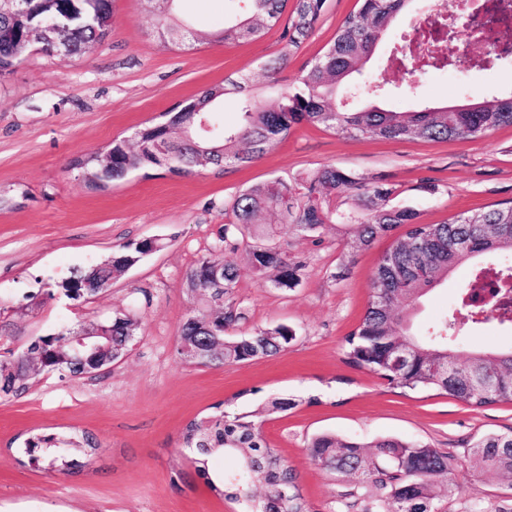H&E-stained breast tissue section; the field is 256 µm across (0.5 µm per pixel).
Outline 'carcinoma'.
<instances>
[{"label": "carcinoma", "mask_w": 512, "mask_h": 512, "mask_svg": "<svg viewBox=\"0 0 512 512\" xmlns=\"http://www.w3.org/2000/svg\"><path fill=\"white\" fill-rule=\"evenodd\" d=\"M31 19L0 17V71L14 59L22 32L30 20L61 19L71 13H101L111 16L110 0H32ZM357 11L340 23L333 40L303 69L297 86L284 91L271 104L253 92L245 77L229 79L211 87L186 105L170 113L162 123L138 129L135 142L112 143V166L98 170V155L77 161L90 184L120 179L145 168L171 167L178 174L201 170H225L253 163L283 141L300 124H309L349 137L386 140H468L505 126L512 127V95L484 98L465 106L430 107L397 112L377 106L347 111L336 101L339 87L369 61L375 45L391 20L410 0H359ZM288 0H250V14L224 25L215 38L228 42L253 39L279 22ZM325 0H295L282 31L283 58L300 47L314 30ZM160 36L169 41L183 36L182 27L167 11L160 21ZM69 55H81L102 35L78 22L65 24L60 33ZM227 94L237 96L239 121L226 125L219 118L218 104ZM346 194L352 205L340 210L336 197ZM396 191L378 183H363L348 171L322 166L291 181L272 180L248 187L224 205L230 222L219 235V245L236 246L238 235L251 239L247 254L253 270L277 288H290L302 264L274 241L275 231L263 227L266 215L291 225L310 237L328 224L352 228L358 249L368 247L393 227L406 224L405 236L396 239L380 258L371 277L370 301L357 328L346 338L347 363L371 372L383 371L385 379L403 391L434 390L470 406L512 403V350L475 351L458 361L448 340L456 330L475 323L472 303L462 297L452 312L427 334L413 330V317L421 299L446 281L453 269L497 252L512 254V203L474 213H461L439 224H419L417 213L394 203ZM159 239H143L137 248L118 249L111 260L89 270H75L60 287L81 298L93 296L89 289L105 288L122 276L129 258H143L161 250ZM218 245L188 271L189 287L197 289L201 309L194 320L182 324L179 338L196 337L222 346L224 363L238 364L284 351L293 339L291 331L277 327L274 341L262 334L229 339L226 330L245 318L243 312L225 304L237 280V269L224 265L223 291L215 290L209 264L220 260ZM512 312V287L484 309L496 317L502 309ZM122 313L102 322L108 335L95 359L76 358L57 336L41 337L42 360L62 375H82L97 362L111 363L112 352L130 346L137 321L121 319ZM403 355L398 366L386 355ZM37 373L23 356L0 363V398L18 397L30 389ZM290 402L277 398L237 412L215 411L190 421L182 432V445L194 450L197 472L208 487L224 496L247 499L251 482H260L267 497L266 509L256 512H309L302 496L282 501L277 490L295 486L293 469L268 446L262 434V416L286 411ZM96 447L88 435L43 434L25 442V452L49 471L64 472L76 464L75 456ZM367 445L322 434L312 439L308 452L312 462L331 473L353 480L365 490L369 506L361 512H442L437 500L450 499L460 490L458 469L493 471L512 486V434L486 435L460 460L428 444L382 439ZM232 457L237 470L212 472L214 457Z\"/></svg>", "instance_id": "1"}]
</instances>
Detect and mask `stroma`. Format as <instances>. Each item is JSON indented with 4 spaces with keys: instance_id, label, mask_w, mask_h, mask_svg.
I'll list each match as a JSON object with an SVG mask.
<instances>
[{
    "instance_id": "35a3bbf8",
    "label": "stroma",
    "mask_w": 512,
    "mask_h": 512,
    "mask_svg": "<svg viewBox=\"0 0 512 512\" xmlns=\"http://www.w3.org/2000/svg\"><path fill=\"white\" fill-rule=\"evenodd\" d=\"M356 8L357 0H326L313 33L273 79L264 65L284 47L281 26L233 44L214 38L225 18L247 14L245 0H179V18L198 33L184 44L159 39L158 20L142 0H112L109 35L82 56L35 51L0 73V360L22 354L35 337L118 311L138 321L124 360L94 375L41 374L27 393L0 400V512H248L245 502L210 491L193 451L181 445L185 424L219 403L232 411L270 397L292 401V409L265 416L262 431L295 470L311 512H335L348 488L312 463L308 445L316 435L364 444L415 440L460 458L482 436L512 432L511 403L473 407L432 390L405 392L347 363L345 339L365 312L371 274L405 235L403 225L360 250L337 226L322 229L316 242L281 227L278 241L303 264L290 288L261 278L244 246L226 248L223 257L238 272L231 299L245 313L229 335L285 326L293 339L280 354L221 368L186 362L175 350L193 307L185 275L207 254L226 222L225 202L239 191L333 165L393 186L397 205L417 212L420 223L438 224L512 201V127L434 142L348 138L302 124L245 167L192 175L148 168L103 187L84 182L74 166L226 78L247 77L268 98L293 88ZM424 8L425 0H411L392 21L354 77L356 94L341 95L345 109L413 111L512 94L511 64L476 70L461 59L413 83L391 66ZM145 238L162 239L163 249L102 293L39 300L45 284ZM466 275L456 269L423 299L418 328L455 307ZM454 348L462 359L508 350L512 330L466 328ZM74 432L98 442L76 473L47 471L24 452L33 435ZM458 482L448 512H476L481 498L512 512V490L496 473L469 468Z\"/></svg>"
}]
</instances>
